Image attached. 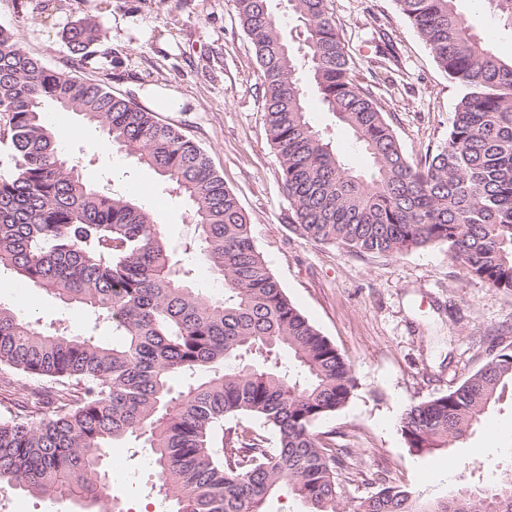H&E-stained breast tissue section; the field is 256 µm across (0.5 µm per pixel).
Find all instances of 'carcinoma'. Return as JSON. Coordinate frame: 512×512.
<instances>
[{
  "mask_svg": "<svg viewBox=\"0 0 512 512\" xmlns=\"http://www.w3.org/2000/svg\"><path fill=\"white\" fill-rule=\"evenodd\" d=\"M270 0H234L264 84L271 149L291 205L289 229L316 244L401 255L443 245L465 276L512 292V58L498 56L457 0H395L448 79L463 88L435 150H403L369 87L354 79L332 0H288L305 50L283 39ZM512 26V0H483ZM102 37L94 19L69 27L83 57ZM317 102L371 163L356 170L311 120ZM52 101L106 132L112 146L171 181L190 206L196 251L218 295L191 270L157 216L86 182L57 142ZM0 143L15 173L0 177V267L76 309L112 322L120 342L48 333L0 305V386L36 381L27 407L0 398V492L68 499L80 512H120L100 466L105 450L142 440L170 512H265L286 488L306 512H512V469L480 489L432 496L386 484L350 508L339 472L345 448L314 430L342 409L351 363L292 303L254 243L235 192L207 153L155 112L99 83L52 72L0 27ZM490 361L448 393L413 403L399 427L413 453L450 448L512 384V343L486 337ZM189 382L180 391L177 375ZM259 419L273 447L242 424Z\"/></svg>",
  "mask_w": 512,
  "mask_h": 512,
  "instance_id": "1",
  "label": "carcinoma"
}]
</instances>
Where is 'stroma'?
Segmentation results:
<instances>
[{
  "instance_id": "obj_1",
  "label": "stroma",
  "mask_w": 512,
  "mask_h": 512,
  "mask_svg": "<svg viewBox=\"0 0 512 512\" xmlns=\"http://www.w3.org/2000/svg\"><path fill=\"white\" fill-rule=\"evenodd\" d=\"M332 3L352 73L371 89L404 151L421 156L434 150L448 134L461 88L440 70L394 0ZM456 7L500 56H512V30L474 10L471 0H457ZM84 18L99 21L105 37L81 62L69 51L65 31ZM0 26L15 31L23 50L51 70L104 84L141 105L151 85L174 88L185 99L181 111L160 113V120L206 151L238 196L281 287L354 367L355 396L316 426L336 431L337 444L350 450L343 470L349 502L383 483L448 493L459 481L448 470L452 458L471 462V479L482 484L494 478L487 460L512 464V387L455 447L415 454L399 429L410 404L446 393L487 363L480 336L497 328L512 342V293L467 278L442 245L397 256L359 254L290 231L291 207L267 140L263 78L233 0H0ZM312 117L342 156L368 169V158L330 112L317 106ZM64 118L76 128L64 149L83 179L108 192L134 193L142 207L162 214L178 259L192 268L198 286L212 287L193 249L195 226L183 196L120 151L103 157L93 147L106 138L98 125L73 112ZM17 283L13 269L0 267V303L41 330L113 341L111 322L96 312H73L44 291H19ZM148 455L131 438L105 451L102 466L125 512H150L162 499L154 473L141 470Z\"/></svg>"
}]
</instances>
